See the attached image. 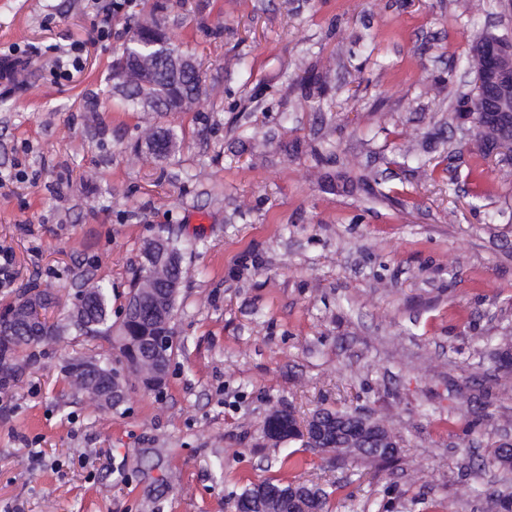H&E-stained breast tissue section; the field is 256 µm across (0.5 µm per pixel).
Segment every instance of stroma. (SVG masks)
I'll return each instance as SVG.
<instances>
[{"label": "stroma", "instance_id": "1", "mask_svg": "<svg viewBox=\"0 0 512 512\" xmlns=\"http://www.w3.org/2000/svg\"><path fill=\"white\" fill-rule=\"evenodd\" d=\"M133 0L99 37L95 0H0V58L35 89L0 95V248L63 301L105 280L120 312L143 242L196 249L161 392L103 412L68 385L111 343L37 348L0 393V512H237L266 480L335 489L329 512H501L512 468V164L479 155L456 117L483 33L512 35L507 0H169L170 33L203 62L194 111L118 108L111 65ZM82 63H58L73 45ZM327 77L306 101L299 79ZM186 132L174 159L135 146ZM300 142V153L284 147ZM334 154L318 166L316 152ZM360 410L398 432L386 463L274 442L280 407Z\"/></svg>", "mask_w": 512, "mask_h": 512}]
</instances>
